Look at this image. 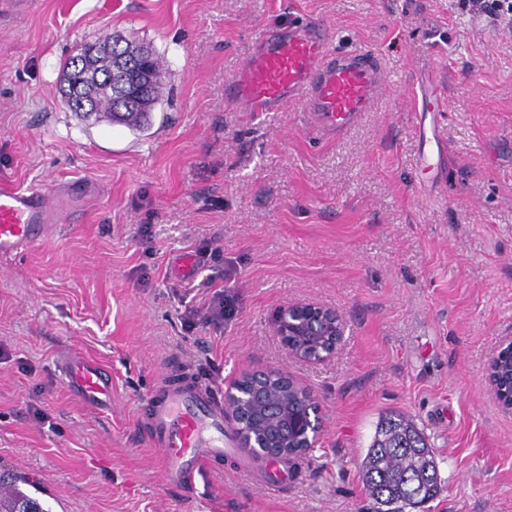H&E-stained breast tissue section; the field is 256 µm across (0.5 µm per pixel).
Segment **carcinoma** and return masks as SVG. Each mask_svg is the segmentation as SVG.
<instances>
[{
    "label": "carcinoma",
    "instance_id": "carcinoma-1",
    "mask_svg": "<svg viewBox=\"0 0 512 512\" xmlns=\"http://www.w3.org/2000/svg\"><path fill=\"white\" fill-rule=\"evenodd\" d=\"M95 49L89 65L78 67L74 59L64 64L65 81L85 83L96 88L90 111L84 117L107 118L133 131L148 128V121L161 98L162 61L152 52L106 37L92 44ZM145 66L154 81L141 94L121 98L111 92L106 81L112 56ZM498 389H512V360L498 357ZM248 396L245 410L253 433L264 440L298 443V428L317 406L291 387L288 376L275 371L265 379L243 383ZM364 481L370 497L380 505L379 512H404L434 499L441 491L435 454L424 435L402 413L392 411L379 420L373 442L363 460ZM38 482L27 474L0 471V512H48L40 500L27 493Z\"/></svg>",
    "mask_w": 512,
    "mask_h": 512
}]
</instances>
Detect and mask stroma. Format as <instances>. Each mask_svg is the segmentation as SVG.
<instances>
[{
    "label": "stroma",
    "mask_w": 512,
    "mask_h": 512,
    "mask_svg": "<svg viewBox=\"0 0 512 512\" xmlns=\"http://www.w3.org/2000/svg\"><path fill=\"white\" fill-rule=\"evenodd\" d=\"M299 17L382 62L383 96L340 135L304 103L244 112L227 94L258 34ZM107 36L164 63L147 131L65 104V61ZM431 87L444 110L418 112ZM76 180L96 187L86 207L0 257V466L39 480L50 512H375L361 462L391 410L438 463L423 512H512V414L486 379L512 336L511 29L462 0H0V183ZM218 291L233 315L211 322ZM294 302L346 320L329 360L277 336ZM72 351L111 372L100 406L68 387ZM185 360L221 390L266 370L312 391L321 437L288 461L283 496L246 448L194 495L166 488L141 409Z\"/></svg>",
    "instance_id": "obj_1"
}]
</instances>
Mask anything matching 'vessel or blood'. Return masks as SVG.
<instances>
[{
	"label": "vessel or blood",
	"instance_id": "1",
	"mask_svg": "<svg viewBox=\"0 0 512 512\" xmlns=\"http://www.w3.org/2000/svg\"><path fill=\"white\" fill-rule=\"evenodd\" d=\"M330 35L314 21L298 19L288 28L260 34L256 48L230 83L233 98L249 112H279L303 100L318 129L335 135L372 111L383 91L379 57L368 50L333 51ZM90 191L88 183L40 189L0 187V257L26 253L46 240L56 225L77 212ZM71 388L86 402L107 393L112 380L94 361L65 368ZM142 428L161 453L164 483L190 494L205 474L222 471L233 453L235 435L224 414V400L214 386L187 363L170 368L150 393Z\"/></svg>",
	"mask_w": 512,
	"mask_h": 512
}]
</instances>
